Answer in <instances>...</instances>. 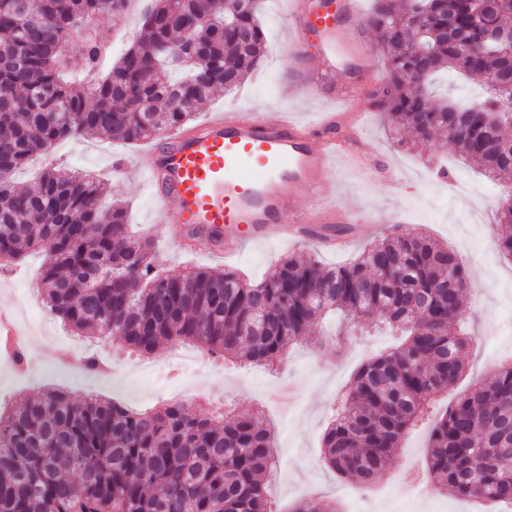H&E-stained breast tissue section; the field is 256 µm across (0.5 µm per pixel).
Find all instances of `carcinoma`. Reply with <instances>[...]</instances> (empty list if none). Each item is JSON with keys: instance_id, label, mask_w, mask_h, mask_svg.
<instances>
[{"instance_id": "obj_1", "label": "carcinoma", "mask_w": 512, "mask_h": 512, "mask_svg": "<svg viewBox=\"0 0 512 512\" xmlns=\"http://www.w3.org/2000/svg\"><path fill=\"white\" fill-rule=\"evenodd\" d=\"M374 0L389 76L377 106L425 142L450 141L506 188L497 223L512 225V116L486 121L512 87V0ZM129 0H0V266L45 253L49 312L78 335L132 354L188 343L212 357L275 368L295 344L319 342L335 312L354 333L381 325L404 339L358 369L323 437L324 461L346 479L384 476L403 435L466 371L469 277L453 249L419 231L394 232L352 262L280 259L251 283L233 271L163 269L135 237L128 208L103 206L101 182L59 167L28 189L11 176L29 156L86 134L136 145L183 128L220 90L257 67L262 0H150L139 37L105 73L98 23ZM487 37L462 62L465 43ZM184 53L189 65L173 61ZM78 57L83 68L70 70ZM484 78V98L417 90L443 71ZM273 435L259 413H200L188 400L136 410L93 394L51 390L0 409V512H272L265 475ZM426 463L439 493L512 504V361L460 395L432 428Z\"/></svg>"}]
</instances>
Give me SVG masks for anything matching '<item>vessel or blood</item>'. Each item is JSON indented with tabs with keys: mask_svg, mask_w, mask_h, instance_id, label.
I'll use <instances>...</instances> for the list:
<instances>
[{
	"mask_svg": "<svg viewBox=\"0 0 512 512\" xmlns=\"http://www.w3.org/2000/svg\"><path fill=\"white\" fill-rule=\"evenodd\" d=\"M285 13L294 39L310 28L321 33L319 72H335L343 53L366 64L357 36L363 20L358 0H340L334 12L322 9L319 0H288ZM348 138L333 115L307 126L285 114L264 122L214 112L189 131L165 134L139 156L136 169L148 175L167 223L208 239L211 253L231 257L275 235L304 239L312 224L350 223L335 200L333 163L345 153L361 167L371 161ZM296 188L312 198V212L299 206ZM228 224L237 231L231 241L224 237Z\"/></svg>",
	"mask_w": 512,
	"mask_h": 512,
	"instance_id": "1",
	"label": "vessel or blood"
}]
</instances>
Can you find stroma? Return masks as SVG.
I'll return each mask as SVG.
<instances>
[{
    "label": "stroma",
    "mask_w": 512,
    "mask_h": 512,
    "mask_svg": "<svg viewBox=\"0 0 512 512\" xmlns=\"http://www.w3.org/2000/svg\"><path fill=\"white\" fill-rule=\"evenodd\" d=\"M260 20L266 36L262 79L248 80L233 92H217L199 106L196 117L201 120L208 113L227 110L272 121L290 112L308 122L318 113L340 110L345 117L356 118L362 148L372 155L376 166L391 170L398 185L395 191H388L383 182L361 173L350 161L338 159V205L375 216L372 229L364 234L349 230L348 249L336 252L312 241L296 246L275 237L244 247L229 260L201 251H182L180 242L167 237L168 226L161 219L149 184L124 172L125 167L136 163L142 151L138 145L74 137L20 170L15 176L17 184L34 186L42 169L51 165L94 173L104 182L109 198L129 204L134 232L154 240L163 267L235 271L253 282L260 281L288 255L345 264L388 235L392 226L405 231L424 227L455 247L470 278L465 326L477 339L468 350L465 374L451 391L431 402L424 419L405 435L384 480L365 485L343 479L321 461L323 434L361 364L394 347L396 336L376 331L347 337L341 345H296L274 372L260 367L244 369L209 357L187 380L172 365V348L163 347L148 358L156 368L155 379L139 380L129 374L138 357L116 344L93 345L79 340L49 313L38 284L44 256L37 253L28 256L21 267L0 270V310L23 307L32 337L25 347L27 360L20 366L0 346V404L19 403L40 397L48 389L61 388L77 398L93 393L143 410L180 398V384L185 381L203 411L228 403L240 412L261 411L274 427L275 454L286 462L280 479L269 482L270 499L277 512H290L306 499L329 502L338 512H350L356 498L364 512H426L418 502L406 500L401 489L428 480L426 446L434 423L500 359L512 358V261L498 253L497 241L504 227L495 221L494 191L476 164L463 161L453 144L414 143L412 134L396 132L391 115L377 108L372 93L386 80L388 64L371 28L364 26L359 32L370 66L365 93L342 109L328 94L297 76L300 63L313 58L316 37L306 35L300 48H292L284 9L273 0H267ZM92 353L99 355L104 371L90 374L83 369L82 358Z\"/></svg>",
    "instance_id": "35a3bbf8"
}]
</instances>
